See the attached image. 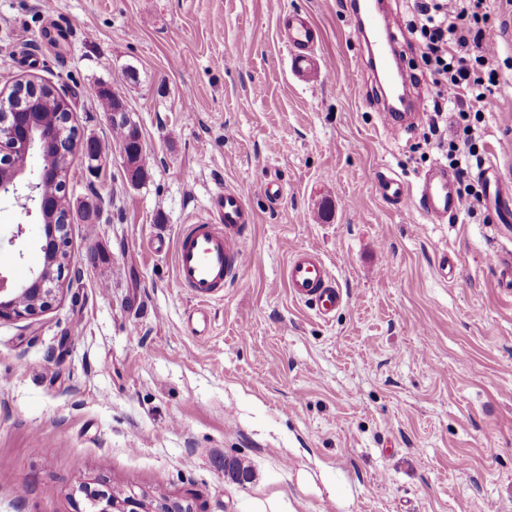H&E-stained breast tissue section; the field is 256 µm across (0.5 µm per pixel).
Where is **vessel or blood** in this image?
<instances>
[{
    "mask_svg": "<svg viewBox=\"0 0 512 512\" xmlns=\"http://www.w3.org/2000/svg\"><path fill=\"white\" fill-rule=\"evenodd\" d=\"M354 35L360 44V61L374 74L383 87L382 127L399 134L404 120L413 112L410 103H395L399 91L411 86L410 73L404 64L401 47L391 32L384 12L370 9L367 0H352ZM278 22L286 36V46L295 69L309 73L320 70L313 50L320 31L309 16L300 13L279 14ZM379 193L396 209L415 205L433 221H440L459 211L462 201L456 179L446 167L430 168L420 179L417 189L392 173L380 175ZM221 220L212 224L200 222L183 227L175 243L176 279L195 300L199 320H206L205 303L221 295L224 285L248 263L243 234L256 215L243 196L233 188H225L215 198ZM292 297L309 304L317 313L326 315L343 302L341 290L321 254L313 249H294L285 270Z\"/></svg>",
    "mask_w": 512,
    "mask_h": 512,
    "instance_id": "1",
    "label": "vessel or blood"
}]
</instances>
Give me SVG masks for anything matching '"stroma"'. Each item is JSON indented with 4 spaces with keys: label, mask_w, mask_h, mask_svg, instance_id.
Returning <instances> with one entry per match:
<instances>
[{
    "label": "stroma",
    "mask_w": 512,
    "mask_h": 512,
    "mask_svg": "<svg viewBox=\"0 0 512 512\" xmlns=\"http://www.w3.org/2000/svg\"><path fill=\"white\" fill-rule=\"evenodd\" d=\"M386 2L427 96L408 4ZM283 11L318 26L320 73L294 69ZM358 53L344 0H0V91L51 84L78 135L108 141L98 90L112 88L147 171L129 183L116 148L95 173L71 159L67 190L99 217L68 226L52 306L0 320V512H82V486L101 484L192 512H512V296L497 286L512 226L477 168L441 224L381 197L379 173L413 186L448 150L423 121L383 130ZM499 73L475 136L512 179V66ZM227 186L258 216L251 262L201 335L172 245L217 221ZM19 222L1 202L0 271L21 282L42 254ZM297 247L343 291L330 316L288 291Z\"/></svg>",
    "instance_id": "obj_1"
}]
</instances>
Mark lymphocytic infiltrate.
<instances>
[{
  "mask_svg": "<svg viewBox=\"0 0 512 512\" xmlns=\"http://www.w3.org/2000/svg\"><path fill=\"white\" fill-rule=\"evenodd\" d=\"M485 0H411L421 57L430 71L433 94L427 109L433 117L432 135L441 132L439 119L447 110L464 123L463 158L456 163L459 178H466L468 162L479 159L471 113L481 112L485 99L499 80L492 61L497 48L490 39Z\"/></svg>",
  "mask_w": 512,
  "mask_h": 512,
  "instance_id": "1",
  "label": "lymphocytic infiltrate"
}]
</instances>
